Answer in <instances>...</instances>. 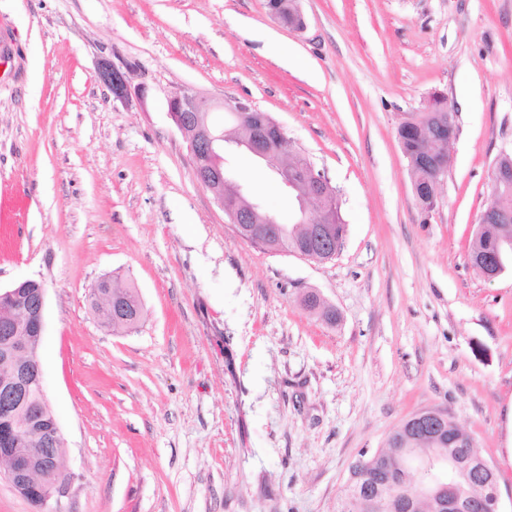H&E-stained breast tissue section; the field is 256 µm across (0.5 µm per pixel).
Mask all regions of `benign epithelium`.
I'll return each mask as SVG.
<instances>
[{
	"label": "benign epithelium",
	"instance_id": "obj_1",
	"mask_svg": "<svg viewBox=\"0 0 512 512\" xmlns=\"http://www.w3.org/2000/svg\"><path fill=\"white\" fill-rule=\"evenodd\" d=\"M100 78L116 99L128 97L124 76L112 66L104 65ZM219 109L238 121L250 120L255 134L249 139H227L224 137V126L209 123L198 138H185L193 160H198L200 151L206 150L220 163L213 173L199 178V182L206 186L212 179L230 181L222 166L225 144L243 147L280 177L285 190L296 202L292 218L298 224L305 223L308 195L288 179V169L280 165L279 156L286 144V137L281 126L268 114L250 109L235 100L214 103L189 90L173 93L168 101V115L183 134L190 127L188 113ZM423 163L434 179L414 186V194L423 212L428 214L436 206V184L448 171L451 157L429 151L423 156ZM237 197L245 201L244 206L237 207L224 202L222 196L216 197L236 233L242 238L267 247L271 245L273 250H278L288 228L274 217L268 218L263 224L251 223L252 213L258 204L250 200V191L240 186L237 187ZM480 221L509 224L512 222V212L490 205L482 212ZM502 252L503 249L497 246L476 258V268L484 278L492 280L501 273ZM294 254L304 259L325 261L332 256L330 240L318 229L312 238L302 241V247L296 249ZM45 304L46 288L40 281L25 279L0 289V311L9 312L4 320L9 332L0 338V365L7 366L6 374L0 375V464L5 466L10 483L22 497L41 512H58V508L52 507V504L59 503L61 498L69 494L74 474L64 467L61 449L57 448L63 436L46 398L38 355L44 335ZM446 418L448 413L443 410L416 412L415 419L424 428L421 438L435 441V430ZM404 464L421 475L420 480L409 489V494L431 500L436 512L475 510L474 500L458 496L449 489L463 473L455 459L443 453L424 456L415 448H407Z\"/></svg>",
	"mask_w": 512,
	"mask_h": 512
}]
</instances>
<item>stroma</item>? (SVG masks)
<instances>
[{"instance_id": "stroma-1", "label": "stroma", "mask_w": 512, "mask_h": 512, "mask_svg": "<svg viewBox=\"0 0 512 512\" xmlns=\"http://www.w3.org/2000/svg\"><path fill=\"white\" fill-rule=\"evenodd\" d=\"M265 3L0 0V287H46L40 359L77 475L59 508L336 512L361 451L435 408L512 512V263L489 281L469 259L512 155V0H298L301 32ZM180 89L283 128L336 191V258L236 234L168 116ZM436 92L458 132L426 215L397 129ZM224 167L288 222L251 154ZM106 276L135 286L136 329L91 311ZM100 78L110 89L115 99L125 100L128 97L129 91L124 76L114 70L111 65L105 64L102 67Z\"/></svg>"}]
</instances>
